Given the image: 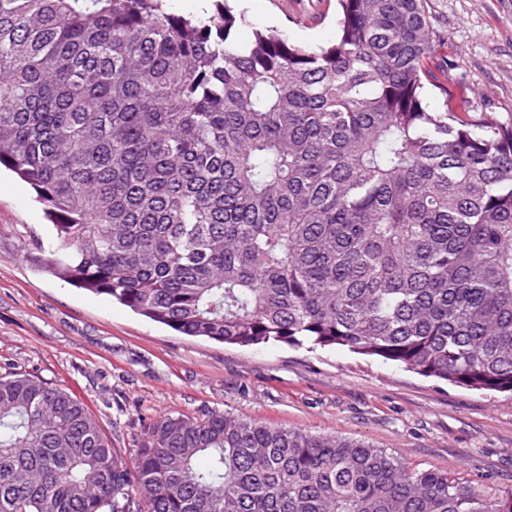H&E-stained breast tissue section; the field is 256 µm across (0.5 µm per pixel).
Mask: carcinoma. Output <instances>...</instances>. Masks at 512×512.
Masks as SVG:
<instances>
[{
    "label": "carcinoma",
    "instance_id": "cac0c4a2",
    "mask_svg": "<svg viewBox=\"0 0 512 512\" xmlns=\"http://www.w3.org/2000/svg\"><path fill=\"white\" fill-rule=\"evenodd\" d=\"M427 0H338L317 51L215 0H0V165L53 276L187 336L344 348L512 395V125L423 105ZM0 512H512L364 440L168 416L126 458L67 390L0 374Z\"/></svg>",
    "mask_w": 512,
    "mask_h": 512
}]
</instances>
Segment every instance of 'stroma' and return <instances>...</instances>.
<instances>
[{
  "instance_id": "35a3bbf8",
  "label": "stroma",
  "mask_w": 512,
  "mask_h": 512,
  "mask_svg": "<svg viewBox=\"0 0 512 512\" xmlns=\"http://www.w3.org/2000/svg\"><path fill=\"white\" fill-rule=\"evenodd\" d=\"M253 39L274 28L327 46L336 0H235ZM442 31L430 65L448 94L427 106L512 125V0H427ZM53 227L32 189L0 170V374L30 373L81 399L113 448L130 455L145 423L229 412L398 451L412 466L512 489V397L461 388L344 349L241 347L175 332L74 287L28 254Z\"/></svg>"
}]
</instances>
